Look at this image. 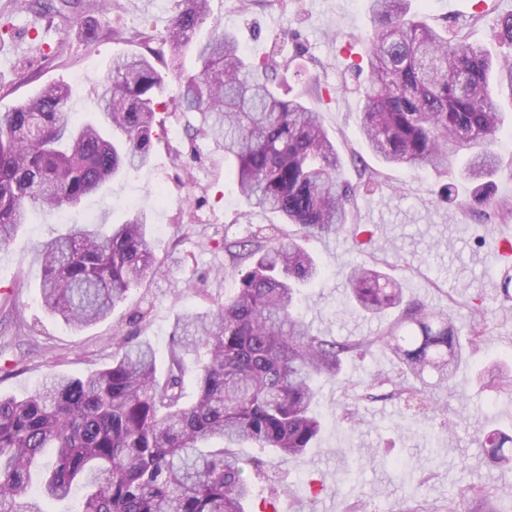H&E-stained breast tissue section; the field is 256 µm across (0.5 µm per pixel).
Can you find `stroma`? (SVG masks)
<instances>
[{
    "label": "stroma",
    "mask_w": 512,
    "mask_h": 512,
    "mask_svg": "<svg viewBox=\"0 0 512 512\" xmlns=\"http://www.w3.org/2000/svg\"><path fill=\"white\" fill-rule=\"evenodd\" d=\"M38 0H0V112L46 85L71 90L76 120L91 118L113 56L138 51L129 40L143 23L164 31L177 0H81L73 19L37 9ZM428 24L467 19L474 0H413ZM200 35L230 29L253 58L276 52L278 61L304 66L326 92L319 110L341 152L358 166L378 170L379 182L352 201L355 236L339 231L305 240L324 266L317 286L305 288L300 311L314 329L339 340L381 335L400 317L364 316L344 301V276L375 265L397 277L406 301L453 315L461 334L482 323L483 337L465 348L447 387L410 398L415 387L404 367L374 346L344 359L336 380L320 385L317 412L324 429L314 448L280 464L262 449L242 445L256 503L275 501L280 512H512L500 491L512 490V471L489 466L478 436L512 432V395L487 383L489 370L512 372V299L501 289L502 267L485 256L497 247L507 218L485 222L470 208L473 185L453 160L445 173L427 167H383L360 131L359 90L349 42L372 28L369 0H208ZM109 16L116 34L88 40L87 25ZM160 142L149 167L112 181L83 201L80 223L123 221L130 208L146 210L150 246L162 269L131 288L106 319L76 331L48 313L40 300L42 263L37 247L66 232L56 215L34 211L18 238L0 248V394L18 398L37 389L49 370L80 376L112 361L113 336L145 340L166 363L178 316L205 310L232 293L236 277L224 240L255 227H281L269 213L245 221L247 205L228 173L222 147L207 137L200 116L172 108L162 115ZM451 184L454 204L438 199ZM167 204H159L158 196Z\"/></svg>",
    "instance_id": "stroma-1"
}]
</instances>
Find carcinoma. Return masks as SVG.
<instances>
[{
  "label": "carcinoma",
  "instance_id": "cac0c4a2",
  "mask_svg": "<svg viewBox=\"0 0 512 512\" xmlns=\"http://www.w3.org/2000/svg\"><path fill=\"white\" fill-rule=\"evenodd\" d=\"M373 28L359 42L366 73L361 129L388 166L440 172L452 157L491 206L499 172L495 151L505 113L491 82L512 96V13L492 19V55L458 26L429 25L410 0H370ZM207 0H178L164 34L137 31L143 51L112 58L94 118L72 120L68 89L50 85L0 113V247L13 241L31 210L77 207L118 175L150 165L168 75L179 82L177 107L198 112L202 129L233 162V183L249 208L298 226L263 229L224 241L238 276L224 303L183 316L173 332L165 376L147 342L113 338L112 364L82 376L48 373L30 396H0V512H48L40 501L81 496L79 512H246V462L232 448L267 449L287 463L321 433L313 413L316 383L336 379L350 352L382 346L413 376L446 382L462 363L450 315L408 307L386 333L338 340L314 332L298 312L301 287L323 267L305 249L310 236L356 223L358 185L321 112L308 105L319 88L298 67L303 89L276 81L274 57L249 59L229 30L202 41ZM192 53L198 71L186 74ZM147 214L131 212L103 231L83 224L40 250L43 305L74 330L105 319L131 287L161 270L147 238ZM346 296L366 316L401 307V282L373 267L354 268ZM197 394L184 401V377ZM512 436L489 432V461L512 464ZM53 448L56 460L42 463Z\"/></svg>",
  "mask_w": 512,
  "mask_h": 512
}]
</instances>
